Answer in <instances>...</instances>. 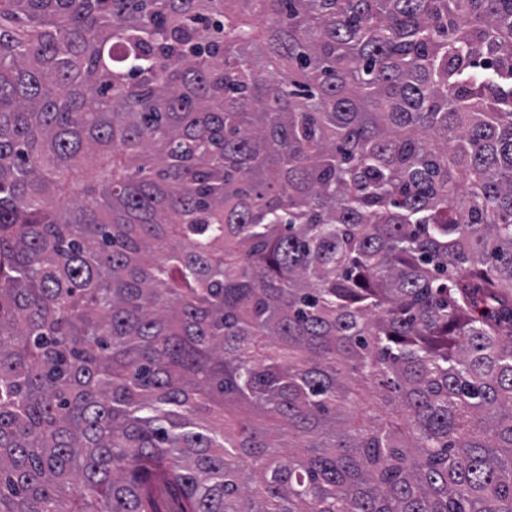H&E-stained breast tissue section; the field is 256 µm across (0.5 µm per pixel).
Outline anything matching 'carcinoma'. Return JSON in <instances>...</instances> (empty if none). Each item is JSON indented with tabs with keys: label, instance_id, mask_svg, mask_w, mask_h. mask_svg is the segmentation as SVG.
<instances>
[{
	"label": "carcinoma",
	"instance_id": "obj_1",
	"mask_svg": "<svg viewBox=\"0 0 512 512\" xmlns=\"http://www.w3.org/2000/svg\"><path fill=\"white\" fill-rule=\"evenodd\" d=\"M0 512H512V0H0Z\"/></svg>",
	"mask_w": 512,
	"mask_h": 512
}]
</instances>
